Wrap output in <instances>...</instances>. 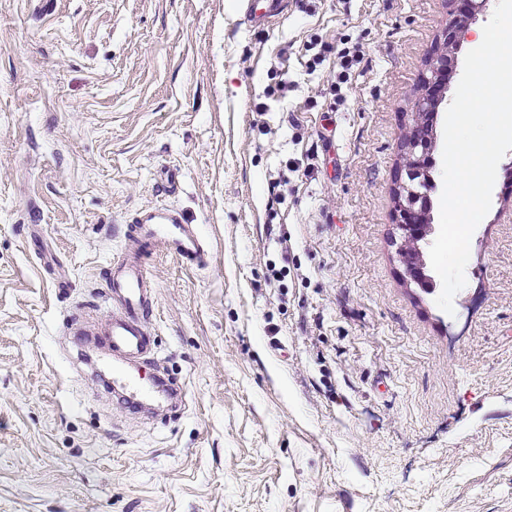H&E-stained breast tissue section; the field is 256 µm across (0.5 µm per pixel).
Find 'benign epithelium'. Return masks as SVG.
<instances>
[{
	"mask_svg": "<svg viewBox=\"0 0 512 512\" xmlns=\"http://www.w3.org/2000/svg\"><path fill=\"white\" fill-rule=\"evenodd\" d=\"M464 28L465 24L460 20L448 24L443 47L431 64L430 77L426 78V92L418 101L414 124L402 137L406 179L398 187V227L401 230L398 253L405 278L429 290L437 284L428 273L423 245L428 243V237L433 233L427 213L432 208L430 192L435 189V183L433 176L424 172L423 166L432 168L435 165L431 157L436 140L433 122L441 103L436 83L442 81L448 67V50L457 47Z\"/></svg>",
	"mask_w": 512,
	"mask_h": 512,
	"instance_id": "1",
	"label": "benign epithelium"
}]
</instances>
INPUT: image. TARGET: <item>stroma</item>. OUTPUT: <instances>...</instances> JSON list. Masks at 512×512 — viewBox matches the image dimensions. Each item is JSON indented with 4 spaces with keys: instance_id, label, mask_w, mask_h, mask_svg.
Returning <instances> with one entry per match:
<instances>
[{
    "instance_id": "stroma-1",
    "label": "stroma",
    "mask_w": 512,
    "mask_h": 512,
    "mask_svg": "<svg viewBox=\"0 0 512 512\" xmlns=\"http://www.w3.org/2000/svg\"><path fill=\"white\" fill-rule=\"evenodd\" d=\"M496 5L0 0V512H512V150L454 314L393 244L428 64L469 16L453 98ZM156 204L204 257L147 261L150 417L65 324ZM285 0H248L246 15L249 21L269 20L282 13Z\"/></svg>"
}]
</instances>
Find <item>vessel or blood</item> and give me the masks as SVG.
<instances>
[{"instance_id":"b4317fda","label":"vessel or blood","mask_w":512,"mask_h":512,"mask_svg":"<svg viewBox=\"0 0 512 512\" xmlns=\"http://www.w3.org/2000/svg\"><path fill=\"white\" fill-rule=\"evenodd\" d=\"M285 9L284 0H247L248 20H269ZM135 240V250L120 255L107 270L104 296L113 312L104 324L101 342L112 357L114 389L126 393L129 403H161L179 398L181 391L163 377L142 379L130 376L125 368L154 352L149 325L153 316L152 290L146 261L156 247H164L175 257L196 261L203 254V243L195 227L169 206L143 210L127 227Z\"/></svg>"}]
</instances>
